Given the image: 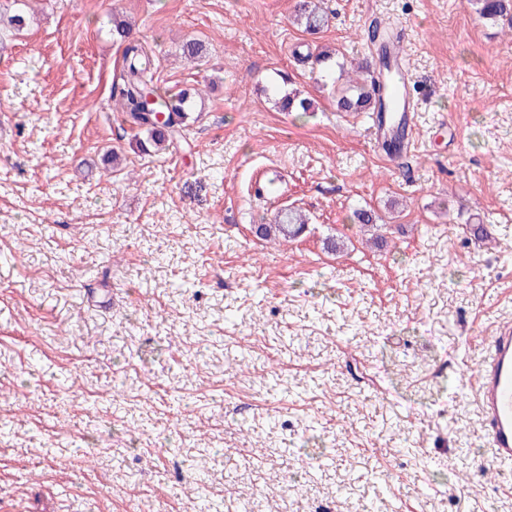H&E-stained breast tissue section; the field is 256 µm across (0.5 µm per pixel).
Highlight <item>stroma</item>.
<instances>
[{
  "label": "stroma",
  "mask_w": 512,
  "mask_h": 512,
  "mask_svg": "<svg viewBox=\"0 0 512 512\" xmlns=\"http://www.w3.org/2000/svg\"><path fill=\"white\" fill-rule=\"evenodd\" d=\"M295 3L35 0L0 39V512H195L202 476L220 512H512L472 391L512 321V19L327 0L312 35ZM376 20L417 102L398 156L332 94ZM116 21L202 92L166 153L114 109ZM289 208L305 231L260 239Z\"/></svg>",
  "instance_id": "obj_1"
}]
</instances>
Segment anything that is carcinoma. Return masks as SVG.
I'll return each mask as SVG.
<instances>
[{
    "instance_id": "carcinoma-1",
    "label": "carcinoma",
    "mask_w": 512,
    "mask_h": 512,
    "mask_svg": "<svg viewBox=\"0 0 512 512\" xmlns=\"http://www.w3.org/2000/svg\"><path fill=\"white\" fill-rule=\"evenodd\" d=\"M479 4V13L486 19H497L512 11L509 0H479ZM295 12L297 21L307 32L318 31L327 22L320 0H298ZM112 38L123 45V69L119 80L112 85V96L119 98L125 122L145 136L140 141L142 151H164L172 144V138L188 127L199 92L183 90L175 95L161 92L154 82L152 55L145 44L133 37L123 23L112 27ZM181 50L187 61L194 62L202 58L204 45L190 39L183 43ZM384 92L385 84L380 76L358 75L336 90V106L341 112H366L382 105ZM278 104L286 112H307L311 107L308 99L289 93ZM306 223L302 212L288 210L275 223L258 227V233L266 239L280 236L291 239L303 231Z\"/></svg>"
}]
</instances>
